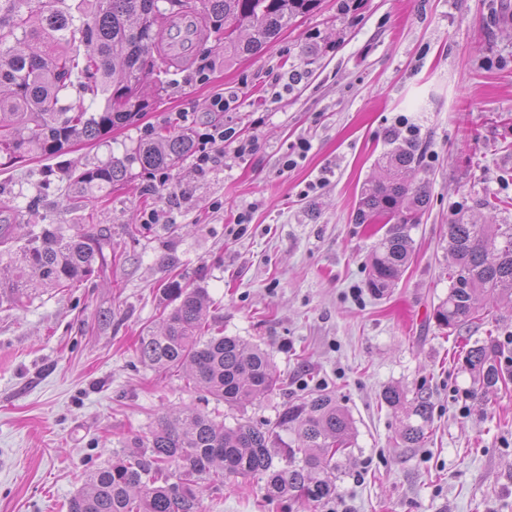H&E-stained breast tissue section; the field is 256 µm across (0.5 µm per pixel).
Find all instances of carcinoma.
Masks as SVG:
<instances>
[{"label": "carcinoma", "instance_id": "cac0c4a2", "mask_svg": "<svg viewBox=\"0 0 512 512\" xmlns=\"http://www.w3.org/2000/svg\"><path fill=\"white\" fill-rule=\"evenodd\" d=\"M170 8L160 7V2ZM0 0V155L9 159L53 156L77 143L122 128L149 107L141 82L173 67L171 20L189 16L187 36L224 31V56L252 53L278 37L318 0ZM247 31L246 40L240 32ZM104 101L91 111L97 99ZM194 148L186 134H160L121 158L74 168L69 178L96 195L144 172L172 168ZM411 143L385 156L386 175L363 184L355 221L385 228L372 252L367 288L382 296L395 287L411 255L410 231L427 204L424 185L412 182L419 166ZM501 203L483 198L460 205L448 222V298L434 309L438 325L454 335L502 309L512 310V223L480 219L481 209ZM111 239L104 229L70 234L62 225L0 224V302L24 305L39 288H71L108 264ZM171 308L139 339L136 353L159 371H181L187 384L227 407L272 392L279 377L269 354L237 336H226L210 319L200 288L172 282ZM472 392L506 386L512 374L498 368L499 344L488 335L462 346ZM381 402L405 411L397 440L418 448L432 423V393L420 386L408 397L385 388ZM291 431V442L280 432ZM136 450L115 453L90 471L68 503V512H202L201 483L222 485L231 476H266L267 495L307 503L312 512L336 498L339 458L353 447V421L324 389L292 403L273 426L224 420L186 407L163 418Z\"/></svg>", "mask_w": 512, "mask_h": 512}]
</instances>
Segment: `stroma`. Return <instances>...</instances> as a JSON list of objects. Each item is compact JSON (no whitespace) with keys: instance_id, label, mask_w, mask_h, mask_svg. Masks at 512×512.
Listing matches in <instances>:
<instances>
[{"instance_id":"obj_1","label":"stroma","mask_w":512,"mask_h":512,"mask_svg":"<svg viewBox=\"0 0 512 512\" xmlns=\"http://www.w3.org/2000/svg\"><path fill=\"white\" fill-rule=\"evenodd\" d=\"M167 80L161 92L147 83L144 114L95 143L51 159L0 157V217L96 224L112 237L111 264L79 287L0 303V512H68L86 473L163 415L193 406L229 426L271 425L314 388L332 391L354 426L330 512H512V385L472 396L463 341L433 317L448 295L451 212L485 196L512 202V0H321L260 52L228 59L214 40L193 45ZM219 95L223 111H210ZM214 124L229 138L205 168L191 156L106 199L67 178L157 132L196 136ZM303 138L310 151L287 166ZM409 140L424 151L414 179L428 203L406 272L375 297L366 278L377 238L354 213L383 154ZM245 141L253 151L239 152ZM152 211L158 223H146ZM173 280L206 289L225 335L269 352L273 392L231 410L138 361ZM422 385L432 435L399 447L404 414L380 394ZM265 484L204 485L203 510L302 512Z\"/></svg>"}]
</instances>
